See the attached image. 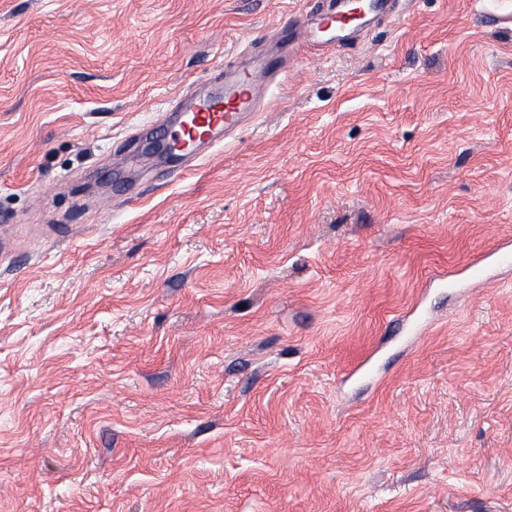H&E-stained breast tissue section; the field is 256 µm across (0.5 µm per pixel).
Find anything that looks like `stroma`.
Wrapping results in <instances>:
<instances>
[{"instance_id":"1","label":"stroma","mask_w":512,"mask_h":512,"mask_svg":"<svg viewBox=\"0 0 512 512\" xmlns=\"http://www.w3.org/2000/svg\"><path fill=\"white\" fill-rule=\"evenodd\" d=\"M303 8L0 0V512H512V266L467 271L512 240L496 15L417 0L108 179Z\"/></svg>"}]
</instances>
